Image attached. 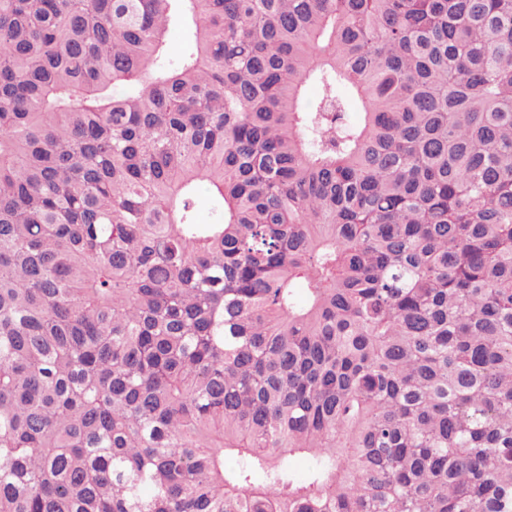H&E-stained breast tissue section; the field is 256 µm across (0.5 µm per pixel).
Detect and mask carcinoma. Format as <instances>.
Listing matches in <instances>:
<instances>
[{
    "label": "carcinoma",
    "instance_id": "carcinoma-1",
    "mask_svg": "<svg viewBox=\"0 0 512 512\" xmlns=\"http://www.w3.org/2000/svg\"><path fill=\"white\" fill-rule=\"evenodd\" d=\"M0 512H512V0H0ZM167 52L169 57L178 58L187 47L186 29L178 21L171 23L166 37Z\"/></svg>",
    "mask_w": 512,
    "mask_h": 512
}]
</instances>
